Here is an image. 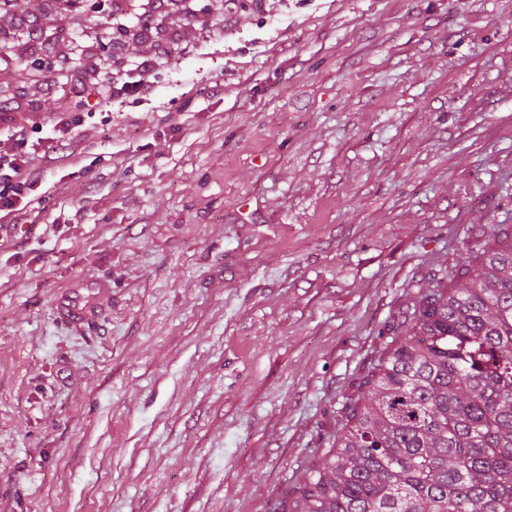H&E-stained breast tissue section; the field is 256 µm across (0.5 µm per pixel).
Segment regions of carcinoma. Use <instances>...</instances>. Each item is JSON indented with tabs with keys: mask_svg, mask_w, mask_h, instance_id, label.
Here are the masks:
<instances>
[{
	"mask_svg": "<svg viewBox=\"0 0 512 512\" xmlns=\"http://www.w3.org/2000/svg\"><path fill=\"white\" fill-rule=\"evenodd\" d=\"M389 334L281 512H512V224Z\"/></svg>",
	"mask_w": 512,
	"mask_h": 512,
	"instance_id": "cac0c4a2",
	"label": "carcinoma"
}]
</instances>
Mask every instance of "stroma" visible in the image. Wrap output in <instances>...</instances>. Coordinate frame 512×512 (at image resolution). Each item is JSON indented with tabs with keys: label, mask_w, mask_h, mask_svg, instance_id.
I'll use <instances>...</instances> for the list:
<instances>
[{
	"label": "stroma",
	"mask_w": 512,
	"mask_h": 512,
	"mask_svg": "<svg viewBox=\"0 0 512 512\" xmlns=\"http://www.w3.org/2000/svg\"><path fill=\"white\" fill-rule=\"evenodd\" d=\"M152 93L73 97L93 14L0 48V149L46 172L0 248V512H276L421 291L512 224V0H129ZM84 113L63 126L65 113ZM79 153L60 168L51 155ZM107 282L93 319L55 302Z\"/></svg>",
	"instance_id": "stroma-1"
}]
</instances>
